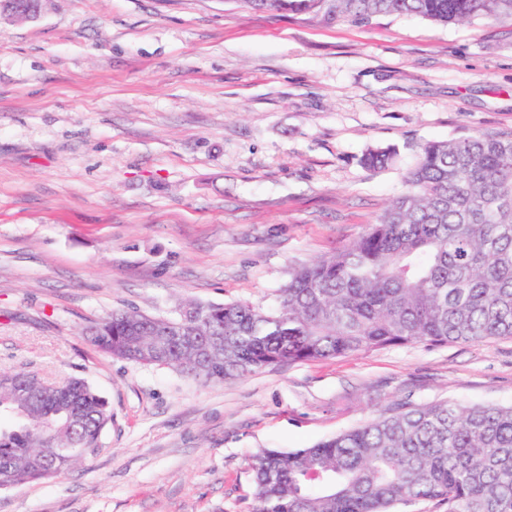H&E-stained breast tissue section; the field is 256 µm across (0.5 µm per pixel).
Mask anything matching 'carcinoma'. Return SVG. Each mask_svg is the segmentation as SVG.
Returning <instances> with one entry per match:
<instances>
[{"label":"carcinoma","instance_id":"carcinoma-1","mask_svg":"<svg viewBox=\"0 0 512 512\" xmlns=\"http://www.w3.org/2000/svg\"><path fill=\"white\" fill-rule=\"evenodd\" d=\"M254 11L363 24L380 15L512 22V0H237ZM370 150L363 164H392ZM378 223L293 271L279 304L187 301L175 318L118 310L87 340L204 384L281 363L390 346L512 338V136L422 145ZM0 490L51 482L104 447L112 408L82 377L0 371ZM253 512H512V405L399 404L308 448L250 456Z\"/></svg>","mask_w":512,"mask_h":512}]
</instances>
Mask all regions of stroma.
I'll return each instance as SVG.
<instances>
[{
	"instance_id": "obj_1",
	"label": "stroma",
	"mask_w": 512,
	"mask_h": 512,
	"mask_svg": "<svg viewBox=\"0 0 512 512\" xmlns=\"http://www.w3.org/2000/svg\"><path fill=\"white\" fill-rule=\"evenodd\" d=\"M512 133V23L356 25L235 0H51L0 19V369L88 380L102 451L0 512H252L249 456L401 403L512 404V339L391 346L201 384L107 355L115 309L270 308L350 244L422 144ZM395 151L373 171L367 149Z\"/></svg>"
}]
</instances>
